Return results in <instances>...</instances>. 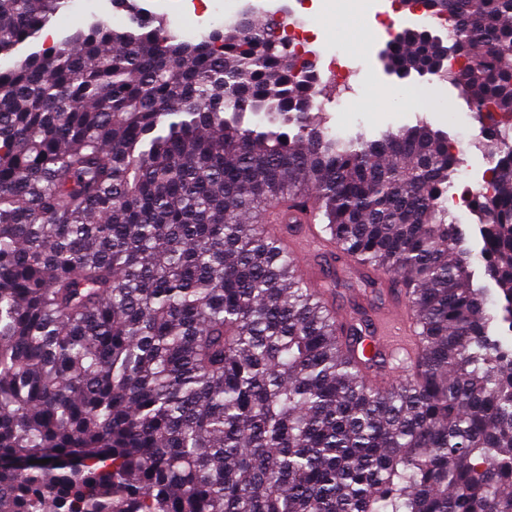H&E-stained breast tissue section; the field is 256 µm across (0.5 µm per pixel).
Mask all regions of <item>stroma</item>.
I'll return each instance as SVG.
<instances>
[{
  "label": "stroma",
  "mask_w": 512,
  "mask_h": 512,
  "mask_svg": "<svg viewBox=\"0 0 512 512\" xmlns=\"http://www.w3.org/2000/svg\"><path fill=\"white\" fill-rule=\"evenodd\" d=\"M387 2L365 0V8L353 9L341 20L330 0H305L302 7H296V18L313 20L317 26L318 40L311 48L310 59L322 61L329 51L338 48L344 52L350 70L347 86L319 98V110L328 126L350 134L362 132L373 138L387 129L412 126L423 119L446 132L449 141H456L465 127L463 111L467 106L458 90L434 76L407 81L387 74L383 68L379 55L387 38L367 16L383 9ZM433 86L440 94L431 99L427 92ZM417 97L428 98V105L408 107L407 99Z\"/></svg>",
  "instance_id": "stroma-1"
}]
</instances>
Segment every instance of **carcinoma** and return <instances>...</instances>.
Listing matches in <instances>:
<instances>
[{"label":"carcinoma","mask_w":512,"mask_h":512,"mask_svg":"<svg viewBox=\"0 0 512 512\" xmlns=\"http://www.w3.org/2000/svg\"><path fill=\"white\" fill-rule=\"evenodd\" d=\"M66 2L0 0V59ZM123 2L128 28L0 67V512H512V0H428L447 44L405 29L387 56L505 140L478 250L448 220L444 132L335 134L269 24L195 43ZM297 201L400 278L401 380L369 381L363 313L338 320L261 223Z\"/></svg>","instance_id":"carcinoma-1"}]
</instances>
